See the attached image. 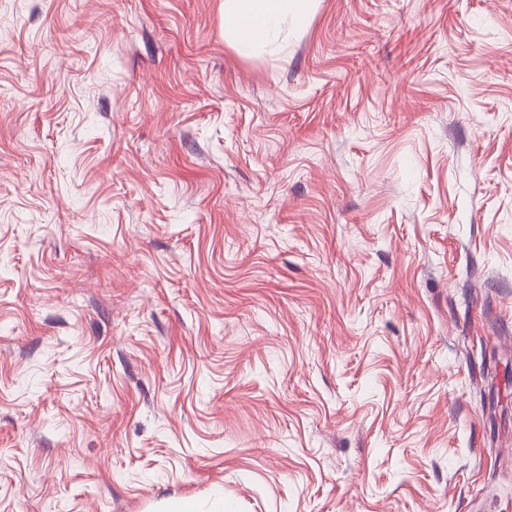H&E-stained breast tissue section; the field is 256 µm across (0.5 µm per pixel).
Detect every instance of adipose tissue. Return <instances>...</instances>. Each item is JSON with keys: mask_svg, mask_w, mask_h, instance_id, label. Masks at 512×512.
<instances>
[{"mask_svg": "<svg viewBox=\"0 0 512 512\" xmlns=\"http://www.w3.org/2000/svg\"><path fill=\"white\" fill-rule=\"evenodd\" d=\"M310 0H224V27L244 55L276 42L286 25L304 26Z\"/></svg>", "mask_w": 512, "mask_h": 512, "instance_id": "adipose-tissue-1", "label": "adipose tissue"}]
</instances>
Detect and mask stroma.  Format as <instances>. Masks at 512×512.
I'll return each instance as SVG.
<instances>
[{
    "instance_id": "obj_1",
    "label": "stroma",
    "mask_w": 512,
    "mask_h": 512,
    "mask_svg": "<svg viewBox=\"0 0 512 512\" xmlns=\"http://www.w3.org/2000/svg\"><path fill=\"white\" fill-rule=\"evenodd\" d=\"M512 512V0H0V512ZM310 0H225L224 27L236 49L251 55L276 42L288 21L304 26Z\"/></svg>"
}]
</instances>
